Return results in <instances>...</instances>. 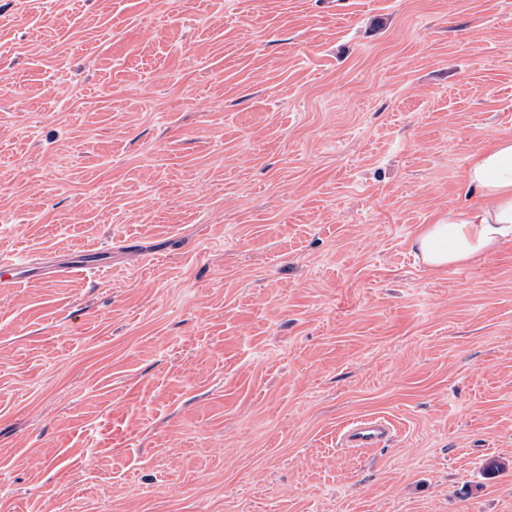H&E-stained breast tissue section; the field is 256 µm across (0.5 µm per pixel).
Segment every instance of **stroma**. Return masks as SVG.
Masks as SVG:
<instances>
[{
    "label": "stroma",
    "instance_id": "stroma-1",
    "mask_svg": "<svg viewBox=\"0 0 512 512\" xmlns=\"http://www.w3.org/2000/svg\"><path fill=\"white\" fill-rule=\"evenodd\" d=\"M501 137L512 0H0V512H512ZM466 181L480 194L469 211L454 208L424 225L413 240L422 262L435 270L494 254L512 240V139H500L476 152ZM111 261L99 259L98 263L83 261L64 262L55 260L50 254L44 253L32 262L29 256L19 258L13 254L0 253V288H12L31 274H39L42 278H53L59 275L77 274L84 270H109ZM391 433L387 419L362 417L343 427L340 441L344 448H377L388 441Z\"/></svg>",
    "mask_w": 512,
    "mask_h": 512
}]
</instances>
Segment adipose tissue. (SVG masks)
<instances>
[{"label": "adipose tissue", "mask_w": 512, "mask_h": 512, "mask_svg": "<svg viewBox=\"0 0 512 512\" xmlns=\"http://www.w3.org/2000/svg\"><path fill=\"white\" fill-rule=\"evenodd\" d=\"M466 181L480 194L469 211L449 209L424 225L413 240L423 263L441 270L494 254L512 240V139H500L476 152Z\"/></svg>", "instance_id": "adipose-tissue-1"}]
</instances>
